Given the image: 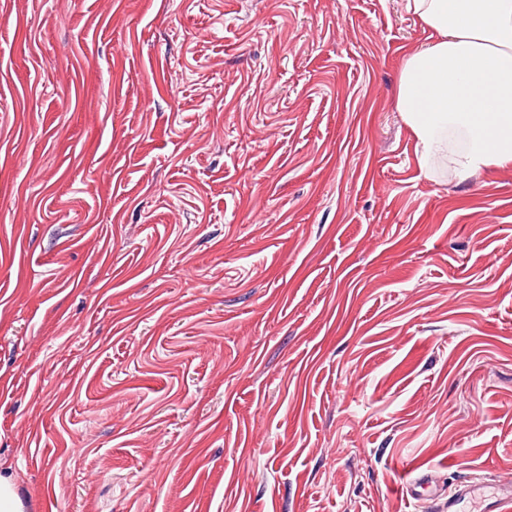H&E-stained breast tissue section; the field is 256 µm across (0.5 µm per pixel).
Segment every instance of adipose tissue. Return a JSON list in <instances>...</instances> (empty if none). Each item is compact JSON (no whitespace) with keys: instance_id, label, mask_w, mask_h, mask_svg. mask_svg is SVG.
<instances>
[{"instance_id":"1","label":"adipose tissue","mask_w":512,"mask_h":512,"mask_svg":"<svg viewBox=\"0 0 512 512\" xmlns=\"http://www.w3.org/2000/svg\"><path fill=\"white\" fill-rule=\"evenodd\" d=\"M433 40L409 54L397 109L421 170L464 179L512 162V0H407Z\"/></svg>"}]
</instances>
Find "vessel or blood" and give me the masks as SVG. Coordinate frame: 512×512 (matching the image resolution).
Segmentation results:
<instances>
[{"mask_svg":"<svg viewBox=\"0 0 512 512\" xmlns=\"http://www.w3.org/2000/svg\"><path fill=\"white\" fill-rule=\"evenodd\" d=\"M406 498L417 503L437 501L442 512H462L466 501L479 499L483 512H512V484L489 485L471 479L459 478L453 483H440L426 470L410 471L402 486Z\"/></svg>","mask_w":512,"mask_h":512,"instance_id":"obj_1","label":"vessel or blood"}]
</instances>
